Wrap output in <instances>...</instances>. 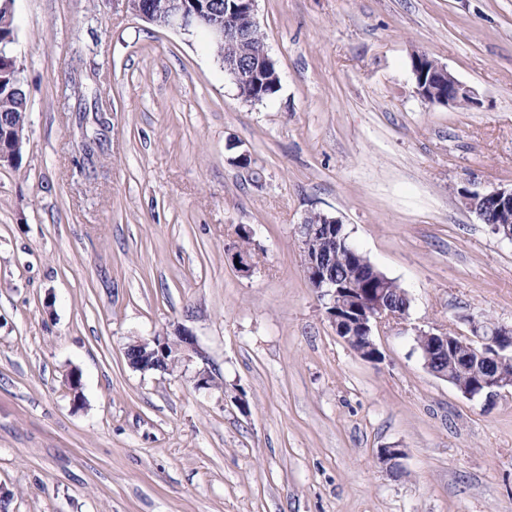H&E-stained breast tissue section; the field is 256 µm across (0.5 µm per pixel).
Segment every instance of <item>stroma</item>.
Here are the masks:
<instances>
[{"label":"stroma","mask_w":512,"mask_h":512,"mask_svg":"<svg viewBox=\"0 0 512 512\" xmlns=\"http://www.w3.org/2000/svg\"><path fill=\"white\" fill-rule=\"evenodd\" d=\"M256 9L281 84L251 103L205 31L122 0H14L29 120L0 166L7 512H512V393L467 400L414 348L468 315L512 325V244L456 193L512 185V0ZM417 51L476 105L425 103ZM75 81L112 114L86 162ZM318 210L409 294L380 362L305 279L298 226ZM179 325L196 348L173 370L129 365L131 342Z\"/></svg>","instance_id":"obj_1"}]
</instances>
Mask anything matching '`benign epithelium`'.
Here are the masks:
<instances>
[{
  "label": "benign epithelium",
  "mask_w": 512,
  "mask_h": 512,
  "mask_svg": "<svg viewBox=\"0 0 512 512\" xmlns=\"http://www.w3.org/2000/svg\"><path fill=\"white\" fill-rule=\"evenodd\" d=\"M126 9L134 16L159 26L178 28L184 32L196 30L198 21L209 12V0H123ZM257 0H230L231 9L243 17L248 27L258 24ZM209 32L214 42L224 44L228 40L242 39L241 29L224 28V19L209 22ZM224 70L235 83L238 91L258 83L260 73L239 65L238 59L224 61ZM416 93L434 106L456 107L465 102L472 106L475 97L470 87L461 82L446 66L438 63L427 53L416 55V69L412 70ZM461 203L483 223L490 226L500 239L512 242V188L481 190L464 185L458 189ZM343 222L335 215L319 212V223L302 222L300 245L304 258L303 272L317 297L325 300V313L342 339L361 359L381 360V352L375 341V331L382 330L393 322L405 319L407 311L390 305L381 288L364 290L354 281L348 288H339L327 271L321 248L331 251L337 245V232ZM471 335L455 332L419 330L417 335L424 338L423 345L431 352L424 353V361H430L432 354L448 360V369L436 375L448 381L468 400L493 399L512 389V376L494 370L512 359V326L495 324L487 327L479 318L468 317ZM174 340L154 337L140 340L125 351L129 364L138 369L168 370L178 361L170 354H181L193 347V336L183 328L173 331ZM465 349L467 354L460 353ZM466 371L473 376L471 385L456 383L453 370Z\"/></svg>",
  "instance_id": "obj_1"
}]
</instances>
